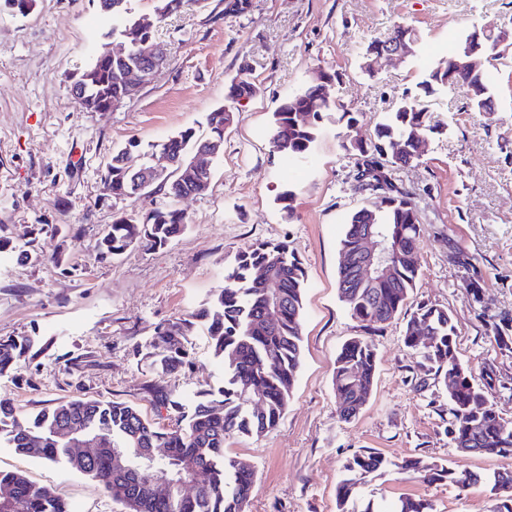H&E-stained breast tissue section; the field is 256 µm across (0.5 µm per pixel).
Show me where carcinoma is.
Instances as JSON below:
<instances>
[{
  "label": "carcinoma",
  "mask_w": 512,
  "mask_h": 512,
  "mask_svg": "<svg viewBox=\"0 0 512 512\" xmlns=\"http://www.w3.org/2000/svg\"><path fill=\"white\" fill-rule=\"evenodd\" d=\"M101 11L114 20L122 19L129 0H98ZM197 0H157L155 21L160 22ZM124 29L112 26V60L86 66L78 76L86 106L97 109L124 91L125 82L143 70L135 48L123 36ZM427 71L417 84L419 92L405 94L397 109L375 125L373 138L355 155L373 158L381 146L399 141L403 150L399 166L419 158L418 143L434 132L431 116L422 96L441 87L466 90L472 110H480L482 99L493 102L486 71L474 75H454L451 60ZM237 97L253 98L260 92L254 77L238 75L230 81ZM309 108L313 121L302 122L292 108ZM319 84L311 83L285 98L273 113L270 131L272 151L292 160L308 156L317 137L315 121L332 111ZM235 113L220 106L206 116V133L187 128L162 143L171 157L180 161L163 186L171 198H183L196 187L182 180L181 164L194 149L208 140L224 138ZM128 146L113 152L105 164L104 190L112 197L133 191V173L122 163ZM382 225L390 241L399 244L396 275L376 288L360 284L348 269L337 270V289L352 317L367 325L383 324L402 309L416 285L417 262L422 225L416 205L406 194L382 199L371 208L352 213L347 221L341 250L358 249L357 226ZM186 227L183 213L171 207L155 208L140 218L117 216L97 243L101 257L120 255L140 246L162 248L177 238ZM271 279L275 288H267ZM306 273L302 263L289 251L288 244L256 241L238 251L224 268V286L215 289L191 318L163 324L149 342L154 365L163 375L190 369L189 353L178 337L186 334L198 320L206 324L211 348L224 360V387L218 392L204 390L191 413L178 416L181 424L172 429L156 426L133 405L100 399L73 397L30 414L13 402L0 398V442L15 452L55 464L65 460L68 467L98 481L112 499L121 502L126 512H247L255 482L248 466L225 457L224 441L230 435H260L276 426L288 407L289 393L301 366L302 312ZM457 319L452 312L436 306H422L410 317L404 330V345L418 355V367L434 373L448 389V437L459 451L512 458V423L498 413L488 395L490 383H474L468 368L457 354ZM430 336L429 344L420 337ZM34 348L25 336L0 340V375L21 367ZM377 369L372 342L354 339L343 345L336 358L333 379L340 413L349 419L367 403ZM78 424L76 436L99 437L103 448L91 458L81 457L69 447L60 427ZM148 448H165L166 456L154 462L168 472L164 493L152 486L151 472H137L112 466L113 457L130 458ZM388 465L384 457L366 451L354 455L344 465L346 477L338 484L336 497L344 507L356 485L368 474ZM422 481H448L464 491L481 481L468 471L437 465L421 475ZM494 497L492 512H512V471L498 472L486 479ZM12 490L14 502L0 512H69L52 488L31 484L19 472L0 471V488Z\"/></svg>",
  "instance_id": "obj_1"
}]
</instances>
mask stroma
<instances>
[{"instance_id":"obj_1","label":"stroma","mask_w":512,"mask_h":512,"mask_svg":"<svg viewBox=\"0 0 512 512\" xmlns=\"http://www.w3.org/2000/svg\"><path fill=\"white\" fill-rule=\"evenodd\" d=\"M484 22L512 29V0H251L238 15L225 13L224 0H195L156 25L154 41L171 54L154 80L116 111L86 112L71 77L111 49V19L91 0H35L24 16L0 0V236L15 244L0 251V338L28 336L41 348L17 373L0 375V398L36 412L48 400L86 395L134 405L174 427L157 389L193 409L200 391L223 386L224 365L200 322L183 340L192 357L185 373L156 375L140 349L158 325L188 317L223 285L224 264L237 250L284 242L307 273L302 364L276 427L224 444L227 456L256 471L248 512H391L406 497L429 500L433 512H490L485 478L512 468V459L454 447L448 391L419 368L403 332L420 305L450 310L460 360L475 382L491 383L500 416L512 422V52L489 68L492 111H471L462 89L426 98L438 131L417 161L391 175L418 205L423 227L420 275L399 314L364 326L336 284L348 216L379 200L358 179L346 143L369 140L404 92ZM396 23L417 30L415 55L365 75L367 45ZM319 67L336 75L327 94L338 108L318 120L310 161L288 168L272 152L271 117ZM244 71L260 92L236 104L206 193L106 195L102 176L113 150L137 141L127 156L135 169L144 151L173 133L204 130L206 115L224 105L228 83ZM157 207L184 213L182 235L163 248L100 259L97 241L116 214ZM20 247L40 261H20ZM499 326L508 329L502 343ZM356 338L373 342L377 370L369 401L346 420L333 376L341 347ZM370 450L387 467L338 508L345 463ZM408 458L483 480L463 492L429 484L400 470ZM0 470L52 487L71 512H125L97 481L3 444Z\"/></svg>"}]
</instances>
